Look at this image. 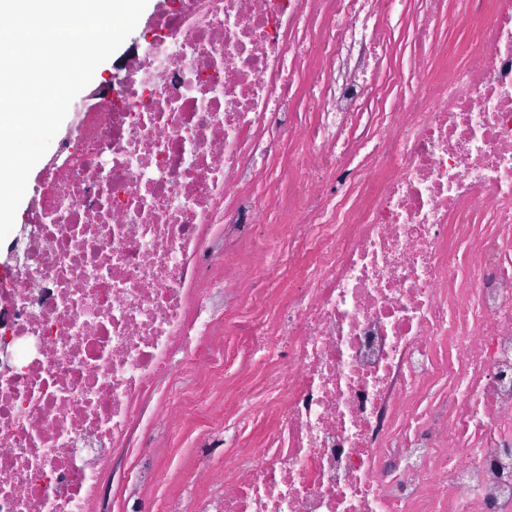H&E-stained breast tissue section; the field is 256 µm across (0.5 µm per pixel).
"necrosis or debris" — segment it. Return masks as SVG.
I'll return each instance as SVG.
<instances>
[{"label":"necrosis or debris","mask_w":512,"mask_h":512,"mask_svg":"<svg viewBox=\"0 0 512 512\" xmlns=\"http://www.w3.org/2000/svg\"><path fill=\"white\" fill-rule=\"evenodd\" d=\"M394 3L168 0L78 109L0 286V512H89L190 411L160 512H512V0H426L383 82ZM199 392L210 404L211 409L220 414L224 411V394L228 390L226 383L220 380H206L198 387Z\"/></svg>","instance_id":"1"}]
</instances>
